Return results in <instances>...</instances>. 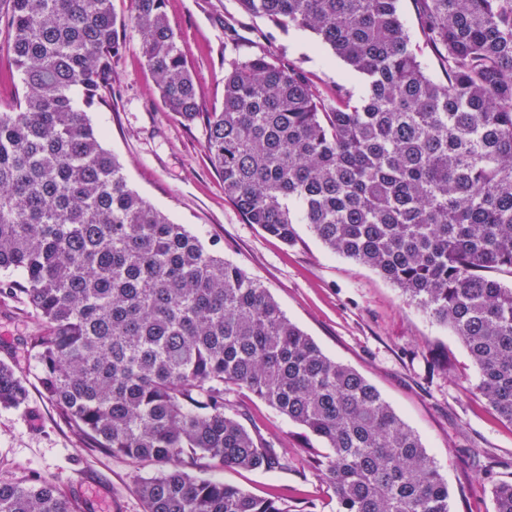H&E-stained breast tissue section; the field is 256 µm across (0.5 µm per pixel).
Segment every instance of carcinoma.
<instances>
[{
    "label": "carcinoma",
    "mask_w": 512,
    "mask_h": 512,
    "mask_svg": "<svg viewBox=\"0 0 512 512\" xmlns=\"http://www.w3.org/2000/svg\"><path fill=\"white\" fill-rule=\"evenodd\" d=\"M315 33L366 82L356 99L265 53L224 70L202 111L165 0H0L22 93L0 105V296L40 325L24 338L44 395L89 447L160 466L143 512H292L192 471L286 466L227 410L247 389L325 452L311 465L338 512H449L448 484L379 391L328 357L268 290L132 190L75 99L103 104L132 23L165 111L205 121L224 196L289 244L306 224L448 327L477 390L512 422V0H414L445 81L425 72L398 0H237ZM0 361V409L27 408ZM512 512V481L492 487ZM0 512H81L55 484L0 479Z\"/></svg>",
    "instance_id": "1"
}]
</instances>
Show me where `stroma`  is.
Returning a JSON list of instances; mask_svg holds the SVG:
<instances>
[{"label":"stroma","instance_id":"1","mask_svg":"<svg viewBox=\"0 0 512 512\" xmlns=\"http://www.w3.org/2000/svg\"><path fill=\"white\" fill-rule=\"evenodd\" d=\"M165 12L188 49L205 108L222 102L225 63L258 52L294 62L324 88L365 93L364 78L313 33L243 14L237 0H166ZM113 70L109 102L87 112L129 186L260 282L328 357L377 388L447 481L449 512H493L492 486L512 481V423L477 391L478 373L460 340L375 270L331 253L307 225H297L289 245L247 223L206 156L203 121L188 125L164 111L134 29ZM35 325L23 304L0 301V360L29 380L31 394L30 411L0 410V479L53 482L77 495L83 512H143L136 487L157 466L84 447L59 419L36 380V362L19 346ZM227 400L247 428L278 443L288 465L251 471L206 460L197 477L286 498L295 512H336L332 490L306 464L316 439L249 391L231 390Z\"/></svg>","mask_w":512,"mask_h":512}]
</instances>
